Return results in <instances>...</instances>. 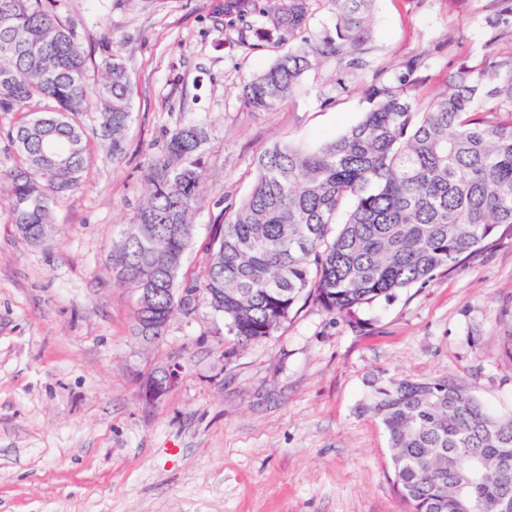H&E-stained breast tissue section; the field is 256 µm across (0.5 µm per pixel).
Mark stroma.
<instances>
[{
	"mask_svg": "<svg viewBox=\"0 0 512 512\" xmlns=\"http://www.w3.org/2000/svg\"><path fill=\"white\" fill-rule=\"evenodd\" d=\"M492 0H375L364 70L307 72L280 109L245 107L241 84L283 51L335 32L326 0L306 30L267 17H224V0H56L75 22L89 84L102 58L128 68L133 118L122 159L93 145L79 188L53 211L51 238L23 239L9 219L19 160L0 112V512H407L391 481L378 418L361 406L380 375L451 377L498 417H512V234L457 270L341 318L298 302L269 339L239 346L207 306L175 315L161 342L134 336L130 290L112 248L145 195L149 155L193 121L205 194L181 274L202 278L204 249L239 203L258 151L277 140L316 146L362 118L373 72L424 56L427 90L459 63L512 51L492 28ZM179 365L160 402L145 379Z\"/></svg>",
	"mask_w": 512,
	"mask_h": 512,
	"instance_id": "obj_1",
	"label": "stroma"
}]
</instances>
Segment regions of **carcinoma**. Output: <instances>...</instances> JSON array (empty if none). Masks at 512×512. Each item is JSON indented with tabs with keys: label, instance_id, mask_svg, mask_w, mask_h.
<instances>
[{
	"label": "carcinoma",
	"instance_id": "1",
	"mask_svg": "<svg viewBox=\"0 0 512 512\" xmlns=\"http://www.w3.org/2000/svg\"><path fill=\"white\" fill-rule=\"evenodd\" d=\"M55 0H0V112L45 103L6 134L21 156L10 172L11 223L32 243L52 228L53 208L81 183L91 139L118 159L131 121L127 67L106 63L96 88L75 26ZM491 24L512 25V0H493ZM336 37L309 40L244 81L242 99L274 112L299 91L305 74L332 58L362 65L371 38L372 0H329ZM252 11L292 33L306 28L309 0H226L224 15ZM421 58L403 72H377L362 86L363 118L306 149L290 142L261 148L249 194L214 225L202 280L167 269L185 254L204 198V127L170 131L163 153L143 167L146 193L112 254L115 283L163 288L154 307L133 311L136 336L181 308L184 288L224 318L241 345L273 336L296 303L313 299L346 317L397 291L451 271L512 230V52L477 68L465 62L433 95L422 91ZM99 113L98 127L80 121ZM364 408L381 421L393 449L392 484L408 512H460L465 491L489 508L512 499V418L489 414L456 381L379 377Z\"/></svg>",
	"mask_w": 512,
	"mask_h": 512
}]
</instances>
